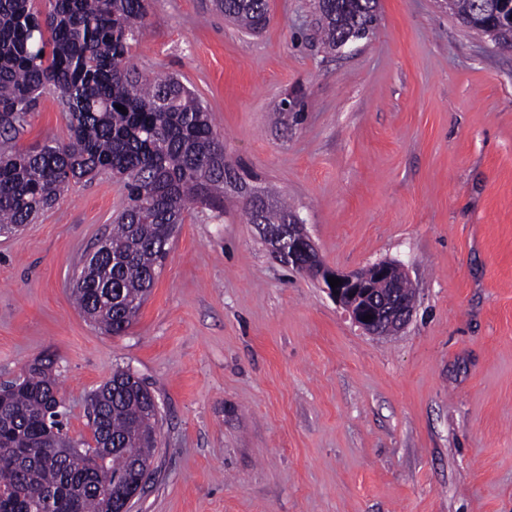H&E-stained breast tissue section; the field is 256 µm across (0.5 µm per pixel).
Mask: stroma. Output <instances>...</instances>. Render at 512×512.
<instances>
[{"label":"stroma","mask_w":512,"mask_h":512,"mask_svg":"<svg viewBox=\"0 0 512 512\" xmlns=\"http://www.w3.org/2000/svg\"><path fill=\"white\" fill-rule=\"evenodd\" d=\"M149 3L132 63L180 77L326 265L401 263L413 315L366 334L230 197L186 213L135 325L106 334L71 298L125 198L104 172L0 236V384L55 354L86 442L90 394L143 379L158 438L131 512H512V51L445 0H379L336 50L314 0H268L256 35L212 0ZM286 98L300 123L278 122ZM68 135L48 90L18 146Z\"/></svg>","instance_id":"1"}]
</instances>
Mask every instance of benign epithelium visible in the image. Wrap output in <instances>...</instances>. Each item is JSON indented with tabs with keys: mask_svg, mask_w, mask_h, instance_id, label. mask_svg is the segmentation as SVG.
<instances>
[{
	"mask_svg": "<svg viewBox=\"0 0 512 512\" xmlns=\"http://www.w3.org/2000/svg\"><path fill=\"white\" fill-rule=\"evenodd\" d=\"M288 236L293 245L288 254V265L297 269L314 265L318 270L317 278L325 289L344 309L352 321L365 333L374 336L387 335L402 328L410 319L414 305L396 296V293L382 295L379 287L385 282L398 288L408 278L397 261H379L369 267V271L343 272L324 265L315 247L299 224L298 216L289 219ZM341 280L338 287H330L328 278ZM372 316L366 321L364 317Z\"/></svg>",
	"mask_w": 512,
	"mask_h": 512,
	"instance_id": "benign-epithelium-1",
	"label": "benign epithelium"
}]
</instances>
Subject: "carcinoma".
<instances>
[{"label": "carcinoma", "instance_id": "carcinoma-1", "mask_svg": "<svg viewBox=\"0 0 512 512\" xmlns=\"http://www.w3.org/2000/svg\"><path fill=\"white\" fill-rule=\"evenodd\" d=\"M242 29L270 21L267 0H215ZM498 0H448L466 25L512 49V30L490 29ZM148 0H0V234L31 224L71 182L103 171L121 179L125 201L95 261L82 268L72 295L82 314L121 336L135 324L169 244L193 205L224 213L230 180L251 174L224 159L211 114L178 78L150 77L129 64L130 42L146 25ZM324 41L361 39L375 22L377 0H317ZM52 88L66 112L67 140L21 149L17 139L38 98ZM123 106L121 112L117 106ZM249 224L283 233L294 210L263 188L242 205ZM55 359L30 364L0 396V512H113L112 495L153 464L157 413L143 380L116 370L90 396L95 452L109 474L87 459L60 455L66 408Z\"/></svg>", "mask_w": 512, "mask_h": 512}]
</instances>
